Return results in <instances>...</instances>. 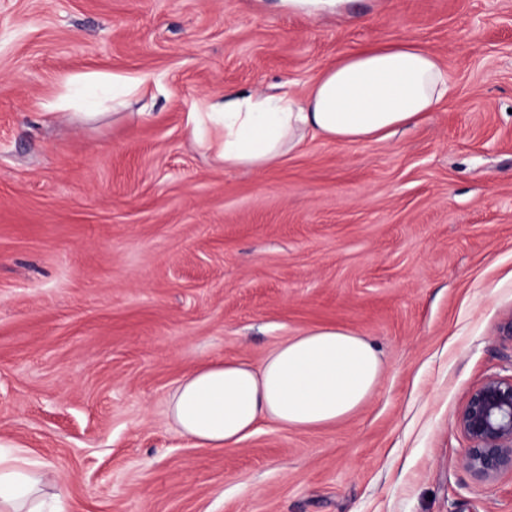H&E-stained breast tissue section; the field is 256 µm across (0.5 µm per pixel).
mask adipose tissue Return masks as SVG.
<instances>
[{"label": "adipose tissue", "mask_w": 512, "mask_h": 512, "mask_svg": "<svg viewBox=\"0 0 512 512\" xmlns=\"http://www.w3.org/2000/svg\"><path fill=\"white\" fill-rule=\"evenodd\" d=\"M448 94V74L419 47L396 43L344 55L302 96L225 91L186 114L197 147L227 166L267 168L307 136L379 141L417 123ZM381 376L372 344L355 332L313 327L278 345L260 366L241 360L200 366L177 386L168 413L202 448H234L269 422L310 431L348 419ZM64 489L52 466L0 442V512H57Z\"/></svg>", "instance_id": "obj_1"}]
</instances>
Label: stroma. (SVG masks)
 <instances>
[{
  "label": "stroma",
  "mask_w": 512,
  "mask_h": 512,
  "mask_svg": "<svg viewBox=\"0 0 512 512\" xmlns=\"http://www.w3.org/2000/svg\"><path fill=\"white\" fill-rule=\"evenodd\" d=\"M0 0V439L64 512H512L460 464L469 393L512 375V0ZM448 72L418 125L261 171L193 145L192 102L304 94L367 45ZM156 79L112 108V77ZM315 326L382 360L367 403L199 448L168 415L204 363ZM349 0H279V6L289 12L303 13L310 17L339 13Z\"/></svg>",
  "instance_id": "stroma-1"
}]
</instances>
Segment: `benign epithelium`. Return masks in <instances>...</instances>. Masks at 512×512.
I'll list each match as a JSON object with an SVG mask.
<instances>
[{"label": "benign epithelium", "instance_id": "benign-epithelium-1", "mask_svg": "<svg viewBox=\"0 0 512 512\" xmlns=\"http://www.w3.org/2000/svg\"><path fill=\"white\" fill-rule=\"evenodd\" d=\"M457 426L468 441L463 467L484 482L512 472V376H491L471 391Z\"/></svg>", "mask_w": 512, "mask_h": 512}]
</instances>
